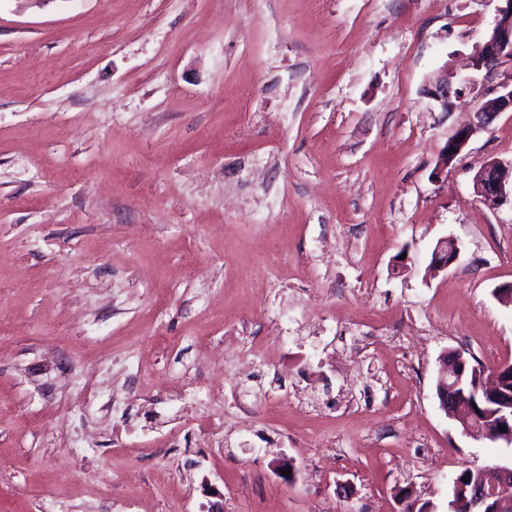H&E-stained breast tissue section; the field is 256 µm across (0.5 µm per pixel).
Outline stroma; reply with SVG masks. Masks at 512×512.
Masks as SVG:
<instances>
[{
  "mask_svg": "<svg viewBox=\"0 0 512 512\" xmlns=\"http://www.w3.org/2000/svg\"><path fill=\"white\" fill-rule=\"evenodd\" d=\"M496 0H0V512H448L512 447L439 408L449 348L512 360V204L473 177L512 161V112L446 171ZM460 255L426 273L437 242ZM288 331L244 381L227 336ZM197 366L224 405L186 395ZM155 409L84 405L88 374ZM288 396L245 420L242 400ZM220 448L156 450L187 417ZM293 470L283 475V460ZM425 95L438 103L442 111L448 112V105L452 103V99H458L462 104L461 92L453 88L448 83L447 77H440L434 81L429 82L424 88Z\"/></svg>",
  "mask_w": 512,
  "mask_h": 512,
  "instance_id": "obj_1",
  "label": "stroma"
}]
</instances>
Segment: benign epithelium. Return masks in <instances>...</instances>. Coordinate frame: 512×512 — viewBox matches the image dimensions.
Returning a JSON list of instances; mask_svg holds the SVG:
<instances>
[{
  "label": "benign epithelium",
  "mask_w": 512,
  "mask_h": 512,
  "mask_svg": "<svg viewBox=\"0 0 512 512\" xmlns=\"http://www.w3.org/2000/svg\"><path fill=\"white\" fill-rule=\"evenodd\" d=\"M495 24L485 41L481 52L473 58V69L492 70L500 61L512 58V0H499ZM425 95L438 103L441 110L448 111L454 99H461V92L448 83V78L440 77L429 82L424 88ZM494 97L474 106L475 123L454 132L438 154L437 165L445 169L466 148L473 134L489 127L497 116L512 110V88L502 84L493 90ZM481 202L495 208L512 198V162L491 161L475 176ZM460 250L448 238L438 242L432 253L429 268L437 273L444 271L458 260ZM470 362L464 353L454 349L444 351L439 358L437 376V396L440 409L448 417L460 420L467 433L477 436H491L490 427L504 426L505 443L512 446V366L501 363L490 370V380L484 374H477L482 398L497 406L501 414L499 422H491L488 413L479 411L464 390V382L469 376ZM478 477L470 486L464 487L469 494L468 512H512V465L489 464L473 468ZM409 489L398 496L399 512H433L430 506L419 507V500L408 495Z\"/></svg>",
  "instance_id": "1"
}]
</instances>
